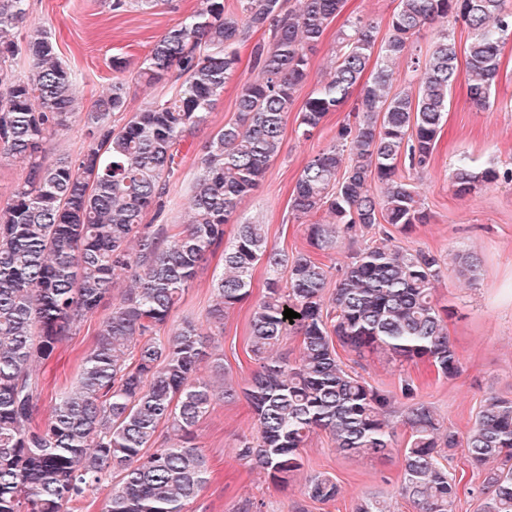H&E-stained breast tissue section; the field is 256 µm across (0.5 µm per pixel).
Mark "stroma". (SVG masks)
<instances>
[{
  "mask_svg": "<svg viewBox=\"0 0 512 512\" xmlns=\"http://www.w3.org/2000/svg\"><path fill=\"white\" fill-rule=\"evenodd\" d=\"M30 12L19 35L40 26L50 32L58 53L78 77L82 108H89L113 82L112 58L127 57L139 65L155 42L171 27L193 14L202 0H169L154 9L130 8L112 11L110 0H29ZM398 0H345L342 11L328 26L311 53V82L327 77L337 50V35L349 22L360 17L378 26V40L389 35L388 23ZM448 31L458 53H465L471 36L462 26L436 19L414 40L408 55L395 60L392 88L408 87L412 61L425 57L440 31ZM263 32L251 34L239 49L240 62L223 95L210 112L205 125L186 138L183 161L169 185L167 206L162 218L146 214L145 223L186 224L190 221L188 198L197 176V162L212 137L236 116L240 83L255 78L251 49L262 41ZM126 104L114 117L123 125L148 103L168 94L173 77L148 85L126 72ZM494 104L482 109L467 96L465 81H458L450 94L447 122L444 125L427 172L413 182L428 215L426 223L412 232L396 234V244L405 249L428 251L436 255L443 275L436 283V299L452 314L447 332L459 358V372L450 379L438 376L426 362H398L379 353L357 356L340 351L347 368L391 398L390 426L392 450L381 457H363L339 452L324 431L313 433L302 452L304 468L287 487L274 484L267 474L239 461L236 449L243 434L252 428V414L244 396L217 402L196 425L198 441L211 471L209 482L197 497L188 502L185 512H237L246 503L261 504V512H352L362 498L386 502L390 512H415L399 493L403 450L409 430L403 414L411 400L429 404L444 427L466 436L474 425L483 400L491 395L512 399V182L483 187L471 195L457 197L448 176L458 163L472 168L512 169V40L502 52L501 76L493 92ZM353 103L328 113L310 140L296 133L298 114L288 112L284 119L281 151L251 194L237 208L239 221L264 225L269 247L293 254L306 250V219L296 218L291 209L295 183L307 163L329 145L338 127L353 122ZM473 255L477 260L474 277L460 275L458 257ZM224 264L222 251L208 254L196 278L173 310L169 324L176 327L194 322L202 335H209L206 312L214 298L213 278ZM265 266L252 272L251 296L231 309L224 318V334L217 343L224 356V370L240 391L245 388L257 365L249 352L251 321L255 305L264 292ZM132 285L129 274H118L110 298L86 319L76 334L64 339L52 358L38 367L43 387L36 414L48 419L56 392L75 383L81 359L93 348L100 322L125 289ZM413 382L415 398L401 392L404 382ZM446 464L458 481V497L453 512H479L483 496V475L472 469L464 448L449 451ZM325 472L340 488L336 503L321 504L304 495L307 475Z\"/></svg>",
  "mask_w": 512,
  "mask_h": 512,
  "instance_id": "1",
  "label": "stroma"
}]
</instances>
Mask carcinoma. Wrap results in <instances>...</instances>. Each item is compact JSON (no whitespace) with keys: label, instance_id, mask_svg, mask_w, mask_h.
Here are the masks:
<instances>
[{"label":"carcinoma","instance_id":"cac0c4a2","mask_svg":"<svg viewBox=\"0 0 512 512\" xmlns=\"http://www.w3.org/2000/svg\"><path fill=\"white\" fill-rule=\"evenodd\" d=\"M506 2L399 0L391 34L378 50L370 21L358 18L341 33L334 70L310 90L298 130L308 139L355 91L357 121L340 126L296 182L292 210L303 216L324 210L332 220L308 224L309 249L290 257L268 248L261 224L238 225L228 246L224 226L279 154L285 115L310 77L309 51L344 0H302L297 10L284 9V0H236L232 9L224 0H206L156 41L136 71L150 83L177 72L183 82L175 93L116 129L112 115L124 109L126 87L114 81L86 111L92 145L74 161L49 159L47 144L80 112L76 78L47 30L36 28L22 41L15 36L28 0H0V158L25 168L0 209V512H83L88 494L107 486L102 512H183L208 482L194 427L237 390L224 378V359L206 351L195 325L158 332L205 255L221 246L216 302L206 313L217 335L224 334L228 311L251 295L254 266L262 262L267 271L250 336L258 368L244 389L255 434L242 441L239 460L284 485L303 468L301 451L317 430L346 453L391 452L388 396L348 371L336 348L427 361L438 374L455 376L459 359L448 340V307L433 295L440 259L390 243L384 229V241L356 251L326 297L330 270L320 256L335 249L342 234L379 224L407 233L426 222L411 172L428 166L459 79L474 104L493 105L502 48L512 37ZM436 18L473 33L465 68L444 32L418 80L390 94V64ZM266 29L271 40L251 53L258 78L241 85L235 121L197 163L190 225L143 223L146 213L165 211L181 143L207 122L237 70L238 46ZM22 53L28 71L19 74L12 60ZM503 179L512 181V173L464 163L451 175L459 197ZM118 271L130 273L133 287L100 323L76 383L60 391L51 416L37 422L43 388L34 364L49 359L96 313ZM286 308L300 317L284 318ZM287 335L300 338L294 361L276 351ZM404 420L410 437L403 498L422 512H453L458 483L440 458L462 445L472 465L484 469L480 512H512L511 399L485 398L463 441L424 402L411 403ZM162 428L177 442L159 443ZM304 488L322 504L339 495L336 480L322 472L307 476Z\"/></svg>","mask_w":512,"mask_h":512}]
</instances>
